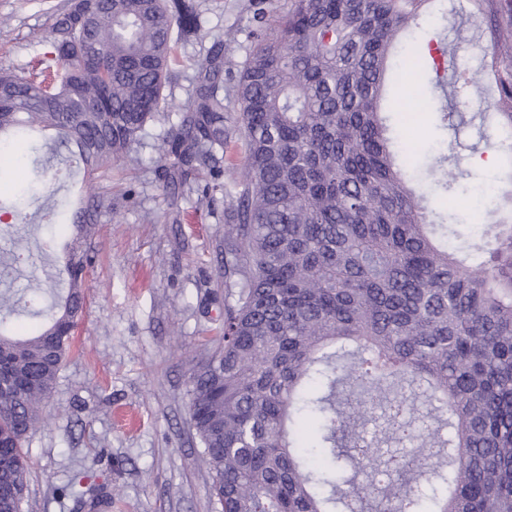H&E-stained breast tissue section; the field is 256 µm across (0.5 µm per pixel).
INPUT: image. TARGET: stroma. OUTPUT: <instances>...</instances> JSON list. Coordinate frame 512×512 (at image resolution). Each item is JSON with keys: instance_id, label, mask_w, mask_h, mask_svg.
I'll list each match as a JSON object with an SVG mask.
<instances>
[{"instance_id": "35a3bbf8", "label": "stroma", "mask_w": 512, "mask_h": 512, "mask_svg": "<svg viewBox=\"0 0 512 512\" xmlns=\"http://www.w3.org/2000/svg\"><path fill=\"white\" fill-rule=\"evenodd\" d=\"M68 0H0V69L26 66L41 54L56 16ZM251 0H204V24L196 43H177L173 82L166 115L188 98L201 45L224 42V68L237 72L251 45ZM451 0H433L412 36L429 48L437 36L450 34L460 19ZM166 122L156 119L137 147L139 164L114 163L98 182L111 200L114 218H102L92 243L95 263L89 272L83 311L71 351L58 374L55 390L43 407V424L23 444L30 468L23 512H74L58 486L67 482L111 489L112 512H219L209 495L212 474L202 465L200 445L187 425L191 369L213 348L224 325L225 306L235 304L234 286L242 274L223 277L233 242L224 235V216L233 202L223 190L211 193V210L188 200L171 203L158 187L154 160ZM480 132L465 127L439 128L435 114L425 116L412 137L418 153L413 182L438 217L455 214L461 239L479 238L482 227L472 217L477 190L496 183L500 170L495 151L468 153L472 174L468 188L445 206L429 174L453 141L471 144ZM65 166L53 132L39 135L21 167L0 179V196H14L32 178L34 163ZM82 173L61 182H41L29 203V222L17 226L0 212V263L22 252L27 261L0 281L23 293L35 283L52 287L45 267L61 268L70 239L66 223H42L44 211L70 215L84 196ZM51 241L48 254L38 247Z\"/></svg>"}]
</instances>
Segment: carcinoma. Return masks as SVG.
Listing matches in <instances>:
<instances>
[{
  "mask_svg": "<svg viewBox=\"0 0 512 512\" xmlns=\"http://www.w3.org/2000/svg\"><path fill=\"white\" fill-rule=\"evenodd\" d=\"M431 0H288L273 29L252 14V44L235 75L239 112L224 104V40L199 50L191 97L160 134L155 170L166 194L196 192L201 168L224 170L227 123L246 144L225 234L247 274L224 310V336L190 377L189 424L221 512H512V10L466 0L483 65L458 69L466 99L491 127L497 202L476 215L479 241L450 249L405 174L417 146L392 148L383 101L389 70L438 71L433 54L396 43ZM202 0H74L35 68L0 71V171L21 162L36 130L83 171L88 204L71 213L66 294L43 303L0 293V512H22L26 435L41 423L83 309L90 245L112 203L96 192L167 103L175 42L199 39ZM439 108L444 128L463 121ZM453 199L463 161L438 158ZM50 313L31 335L9 318ZM385 430L413 445L378 455ZM410 475L358 483L348 466ZM74 512L108 496L70 482Z\"/></svg>",
  "mask_w": 512,
  "mask_h": 512,
  "instance_id": "carcinoma-1",
  "label": "carcinoma"
}]
</instances>
